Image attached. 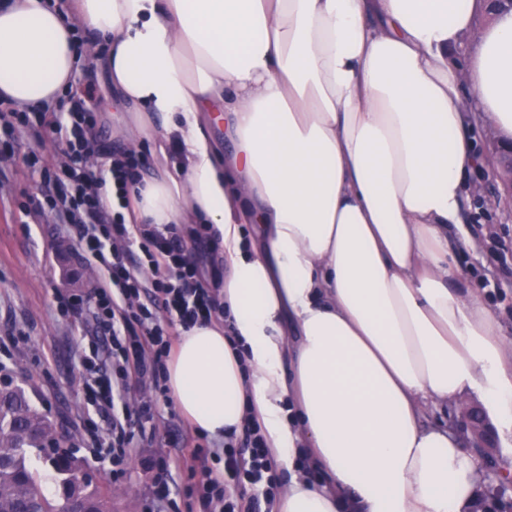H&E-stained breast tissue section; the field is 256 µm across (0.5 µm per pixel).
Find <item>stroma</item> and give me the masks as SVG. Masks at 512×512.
<instances>
[{
  "instance_id": "35a3bbf8",
  "label": "stroma",
  "mask_w": 512,
  "mask_h": 512,
  "mask_svg": "<svg viewBox=\"0 0 512 512\" xmlns=\"http://www.w3.org/2000/svg\"><path fill=\"white\" fill-rule=\"evenodd\" d=\"M32 151L55 168L64 160L52 137L30 134L16 139L14 157L0 156V169L8 175L0 182V387L24 390L32 407L60 428L64 448L83 461L92 485L111 488L112 512H143L157 488L154 462L183 453L181 436L189 424L173 402H157L145 435L134 436L126 449L122 477L113 475L111 462L95 461L88 452V422L109 434L112 412L92 405L79 379L78 354L89 348L93 325L83 314L60 316L55 296L87 292L99 273L78 258L72 236L53 215L25 210L42 185L40 173L20 162ZM471 181L483 190L465 203L466 236L455 253L466 275L493 278L500 274L496 242L512 241V196L485 171L475 172ZM505 471L512 473V455L500 447L485 453L479 512H512V486L498 498L489 494V474Z\"/></svg>"
}]
</instances>
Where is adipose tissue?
Segmentation results:
<instances>
[{"mask_svg":"<svg viewBox=\"0 0 512 512\" xmlns=\"http://www.w3.org/2000/svg\"><path fill=\"white\" fill-rule=\"evenodd\" d=\"M475 10L0 6V103L55 106L94 67L128 107L118 135L154 149L156 173L132 191L126 223L210 226L224 317L180 330L167 385L200 433L258 422L292 472L273 512H474L482 459L424 423L428 404L478 398L512 442V343L465 288L449 241L471 173L487 166L471 112L512 139V12L484 29L467 68L450 59Z\"/></svg>","mask_w":512,"mask_h":512,"instance_id":"obj_1","label":"adipose tissue"}]
</instances>
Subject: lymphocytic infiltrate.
Masks as SVG:
<instances>
[{
    "instance_id": "lymphocytic-infiltrate-1",
    "label": "lymphocytic infiltrate",
    "mask_w": 512,
    "mask_h": 512,
    "mask_svg": "<svg viewBox=\"0 0 512 512\" xmlns=\"http://www.w3.org/2000/svg\"><path fill=\"white\" fill-rule=\"evenodd\" d=\"M99 115L93 107V90L70 95L56 112H31L0 104V154L11 153L16 136L51 131L60 139L67 162L59 170L42 164L29 153L25 165L39 169L46 191L30 197L26 205L35 214H53L57 223L75 234L81 258L101 271L104 282L87 294L57 295V311H87L104 338L80 365L91 377L86 390L98 406L114 412L112 434L94 438L92 453L102 460L121 463L134 427L150 419L152 406L143 403L131 411L127 396L132 386H148L167 395L166 363L173 340L171 323L188 328L224 313L213 288L205 285L191 257L192 246L208 243L202 228L184 230L178 224H128L121 212L102 201L111 187L119 202L141 184L147 168L145 154H113L110 180L98 177L91 165L103 149L94 135ZM189 468L190 493L196 494L204 512H239L234 489L278 484L274 455L258 425L245 424L239 443L215 448L195 444Z\"/></svg>"
}]
</instances>
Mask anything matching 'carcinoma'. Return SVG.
<instances>
[{
    "label": "carcinoma",
    "mask_w": 512,
    "mask_h": 512,
    "mask_svg": "<svg viewBox=\"0 0 512 512\" xmlns=\"http://www.w3.org/2000/svg\"><path fill=\"white\" fill-rule=\"evenodd\" d=\"M56 437L54 424L30 406L21 389L0 390V512H64L77 500L94 512H110L112 491L77 481L75 457L45 452ZM33 453L54 472L58 492L53 497L43 493L41 477L30 465Z\"/></svg>",
    "instance_id": "carcinoma-1"
}]
</instances>
